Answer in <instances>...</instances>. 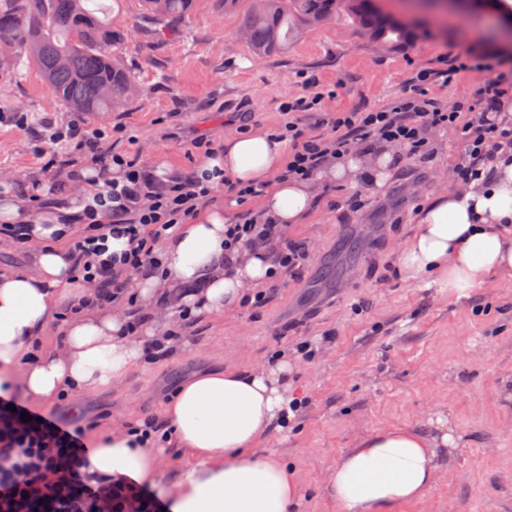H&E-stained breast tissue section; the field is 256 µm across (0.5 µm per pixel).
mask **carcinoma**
<instances>
[{
	"instance_id": "cac0c4a2",
	"label": "carcinoma",
	"mask_w": 512,
	"mask_h": 512,
	"mask_svg": "<svg viewBox=\"0 0 512 512\" xmlns=\"http://www.w3.org/2000/svg\"><path fill=\"white\" fill-rule=\"evenodd\" d=\"M141 18L161 34L180 26L197 0H140ZM240 16L244 42L258 57L287 52L297 33L343 13L370 39L392 48L415 35L385 22L370 0H216ZM89 0H0V44L32 63L55 97L73 112H117L136 96L131 73L111 54L129 32L88 8Z\"/></svg>"
}]
</instances>
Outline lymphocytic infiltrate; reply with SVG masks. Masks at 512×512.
Here are the masks:
<instances>
[{
	"label": "lymphocytic infiltrate",
	"mask_w": 512,
	"mask_h": 512,
	"mask_svg": "<svg viewBox=\"0 0 512 512\" xmlns=\"http://www.w3.org/2000/svg\"><path fill=\"white\" fill-rule=\"evenodd\" d=\"M503 65L498 53L476 43L451 55L436 71H419L413 84L387 105L340 112L328 121L321 116V104L335 97V89L304 78L309 94L289 97L280 105L285 120L275 132L288 141V160L280 179L312 178L327 156L365 149L377 141L401 144L413 159L421 161L431 152L428 131L440 129L452 130L464 146V156L456 166L458 180L479 177V157L512 145V128L500 126L492 118L503 95L512 89V76L503 72ZM467 72L486 75L487 80L454 108H445L424 90L434 81L452 86ZM44 130L49 146L38 154L51 189L60 187L56 175L64 159L87 160L101 183L100 200L112 203V213L130 241L121 265H113L102 259L99 246L107 228L83 225L71 240L78 278L95 283L97 303H134L131 275L152 263L157 244L169 229L189 223L198 210L216 203L214 189L200 179H156L133 157L124 160V182L113 181V138L133 144L138 141L127 127L106 133L76 123L49 122ZM243 244L275 247L276 272L269 283L273 289L285 286L287 276L310 256L306 244L288 240L280 225L250 209L227 230L224 251L233 253ZM90 454L82 425L27 412L15 396L0 395V512H125L132 497L137 498L140 512H168L166 502L145 485L124 477L98 479L86 473L83 465Z\"/></svg>",
	"instance_id": "1"
}]
</instances>
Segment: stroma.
I'll return each instance as SVG.
<instances>
[{"label":"stroma","instance_id":"stroma-1","mask_svg":"<svg viewBox=\"0 0 512 512\" xmlns=\"http://www.w3.org/2000/svg\"><path fill=\"white\" fill-rule=\"evenodd\" d=\"M381 6L423 16L408 46L381 47L339 15L304 30L286 53L258 59L238 36V16L219 13L214 0H199L166 38L137 26L139 0H121L117 20L136 30L120 60L139 97L121 112H70L32 66L0 59V176L40 175L36 152L22 141L47 119L89 130L125 126L138 141L114 140V152L139 155L150 173L183 175L200 157L195 139L222 141L239 113H248L249 130L276 127L279 105L299 92L301 76L336 88L324 112L377 108L418 71L436 70L443 57L485 40L491 24L475 10L444 17L423 0ZM10 112L27 113L28 131L7 121ZM172 112L170 129L160 119ZM430 139V162L404 157L383 189L324 184L305 223L287 232L308 245L309 261L262 304L197 322L179 351L138 364L112 390L34 401L31 409L79 420L91 442L112 426L159 418L185 378L228 365L257 367L280 353L296 361L289 397L303 412L258 449L294 467L302 486L294 512H336L323 486L361 437L393 425L426 428L439 416L455 428L459 446L438 451L439 481L426 498L395 512H512V279L490 276L460 298L398 269L420 203L457 183L463 146L444 131H431ZM361 194L365 206L353 208ZM304 340L316 349L312 358L296 355Z\"/></svg>","mask_w":512,"mask_h":512}]
</instances>
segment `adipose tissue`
Segmentation results:
<instances>
[{"label":"adipose tissue","instance_id":"1","mask_svg":"<svg viewBox=\"0 0 512 512\" xmlns=\"http://www.w3.org/2000/svg\"><path fill=\"white\" fill-rule=\"evenodd\" d=\"M400 154L399 145L380 142L365 152L327 157L315 179L282 180L286 140L252 131L225 137L214 153L199 159L195 172L215 187L227 178L266 184L262 210L288 228L311 212L315 180H365L379 187ZM478 164L489 170L488 178L437 193L418 209L398 258L407 278L428 277L434 287L463 296L491 275L512 277V149L480 157ZM62 178L68 192L46 196L36 214L28 197L46 195L38 178L22 174L15 183L0 184V224L18 225L31 252L28 264L0 273V387L35 401L111 388L143 360L146 342H170L174 307L194 318L231 315L267 284L273 248L244 245L225 256L224 227L233 218L207 207L169 232L157 262L133 277L139 327H132L119 305L91 303L65 316L72 298L93 292L76 277L67 241L87 214L108 224L112 213L96 201L99 184L90 165L67 168ZM51 328L57 346L29 357L32 342ZM294 370V361L282 356L264 368L205 373L177 389L160 424L169 444L187 451L190 461L166 494L169 512H289L300 484L286 462L259 454L257 446L288 423ZM457 445L442 417L426 431L406 425L372 431L337 462L327 494L336 512H393L398 504L427 496L438 481L437 449ZM87 467L101 477L153 483L159 458L141 436L123 428L98 439Z\"/></svg>","mask_w":512,"mask_h":512}]
</instances>
